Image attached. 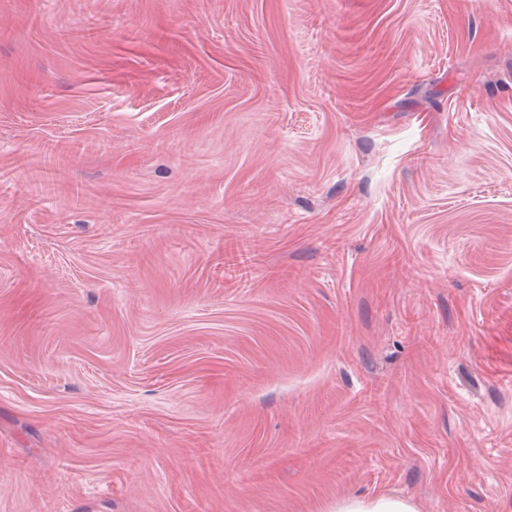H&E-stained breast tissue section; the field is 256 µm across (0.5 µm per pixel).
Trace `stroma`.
<instances>
[{
  "label": "stroma",
  "instance_id": "35a3bbf8",
  "mask_svg": "<svg viewBox=\"0 0 512 512\" xmlns=\"http://www.w3.org/2000/svg\"><path fill=\"white\" fill-rule=\"evenodd\" d=\"M380 494L512 512V0H0V512Z\"/></svg>",
  "mask_w": 512,
  "mask_h": 512
}]
</instances>
